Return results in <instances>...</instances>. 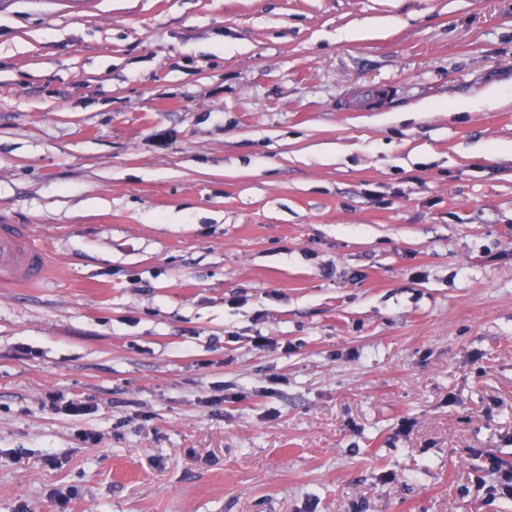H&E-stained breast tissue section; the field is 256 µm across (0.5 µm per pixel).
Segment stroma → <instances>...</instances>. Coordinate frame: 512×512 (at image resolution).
<instances>
[{
  "instance_id": "35a3bbf8",
  "label": "stroma",
  "mask_w": 512,
  "mask_h": 512,
  "mask_svg": "<svg viewBox=\"0 0 512 512\" xmlns=\"http://www.w3.org/2000/svg\"><path fill=\"white\" fill-rule=\"evenodd\" d=\"M491 88L512 0H0V512H503ZM54 270L52 258L26 224H0V288L33 285ZM487 468L498 474L497 486L489 488L490 497L512 499V464H503L497 457L488 455Z\"/></svg>"
}]
</instances>
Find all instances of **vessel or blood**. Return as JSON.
Wrapping results in <instances>:
<instances>
[{"mask_svg": "<svg viewBox=\"0 0 512 512\" xmlns=\"http://www.w3.org/2000/svg\"><path fill=\"white\" fill-rule=\"evenodd\" d=\"M54 263L31 228L0 224V288H22L50 275Z\"/></svg>", "mask_w": 512, "mask_h": 512, "instance_id": "vessel-or-blood-1", "label": "vessel or blood"}]
</instances>
